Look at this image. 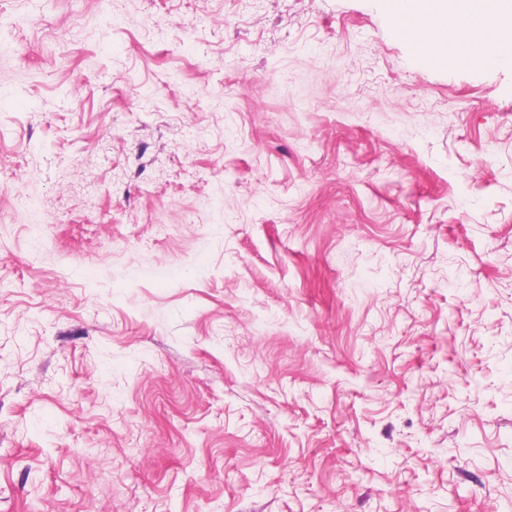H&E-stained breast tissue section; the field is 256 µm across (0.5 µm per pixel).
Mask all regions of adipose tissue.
I'll use <instances>...</instances> for the list:
<instances>
[{
	"label": "adipose tissue",
	"instance_id": "obj_1",
	"mask_svg": "<svg viewBox=\"0 0 512 512\" xmlns=\"http://www.w3.org/2000/svg\"><path fill=\"white\" fill-rule=\"evenodd\" d=\"M388 18L403 15L404 34L430 60L482 67H512V0H385Z\"/></svg>",
	"mask_w": 512,
	"mask_h": 512
}]
</instances>
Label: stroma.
Masks as SVG:
<instances>
[{"label": "stroma", "instance_id": "stroma-1", "mask_svg": "<svg viewBox=\"0 0 512 512\" xmlns=\"http://www.w3.org/2000/svg\"><path fill=\"white\" fill-rule=\"evenodd\" d=\"M0 512H512V68L383 0H0Z\"/></svg>", "mask_w": 512, "mask_h": 512}]
</instances>
